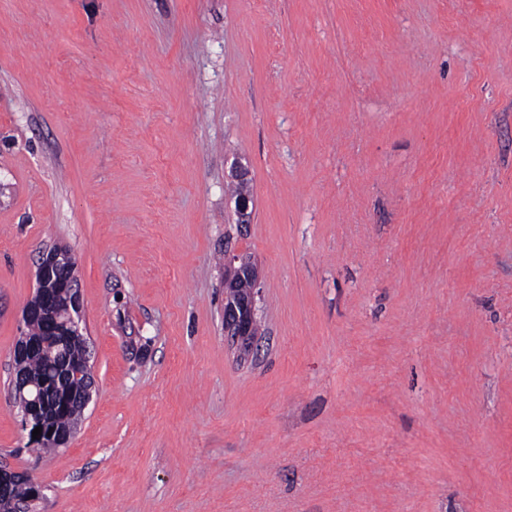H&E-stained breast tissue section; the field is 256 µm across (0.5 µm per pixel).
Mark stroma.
I'll return each mask as SVG.
<instances>
[{
	"mask_svg": "<svg viewBox=\"0 0 512 512\" xmlns=\"http://www.w3.org/2000/svg\"><path fill=\"white\" fill-rule=\"evenodd\" d=\"M57 245L94 386L44 456ZM0 466L34 512H512V0H0ZM77 266L75 256L65 247L56 246L42 253L37 263L35 293L23 309V324L27 328L30 322L27 331L32 336H27L26 330H23L14 350L15 367L17 366L14 391L15 394H22L25 391L28 394L20 411L22 425L28 430L31 439L33 430L41 427V435L35 441L49 440L55 445L54 447L51 444H43L37 447L45 451H56L59 448L68 447L77 432L78 422L65 428L54 424V419L60 425L68 422L70 418L75 419L76 408L68 407L58 411L53 419L44 405L43 385L51 391L48 395L49 402H56L78 391L84 379L62 381L59 366L63 358L74 360L80 357L85 344L82 340L73 337L66 343L62 353L56 350L39 351L34 356H29L25 363L26 369L43 385L32 376L25 375L20 370L19 364L23 363L28 355L43 348L44 342L38 337L54 342L55 337L60 336L57 339V346H61L69 336H81L84 340L86 339L83 333L85 327H82L83 302L76 288ZM57 288H65L70 293V299L61 307L55 300ZM36 316L47 318L32 321ZM49 318L56 325L55 336L52 334L55 329L54 324ZM91 389L92 386H86L80 393L70 395L68 405L82 407L84 411L92 396ZM49 429H52L51 435H48ZM237 281L248 282L246 292L234 299L224 294V333L232 336L242 347H248L258 332L256 298L260 293V271L252 258L237 253L224 255V288ZM255 331V333H254Z\"/></svg>",
	"mask_w": 512,
	"mask_h": 512,
	"instance_id": "1",
	"label": "stroma"
}]
</instances>
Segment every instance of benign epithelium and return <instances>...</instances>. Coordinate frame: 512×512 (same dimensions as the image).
<instances>
[{
	"instance_id": "7a95c632",
	"label": "benign epithelium",
	"mask_w": 512,
	"mask_h": 512,
	"mask_svg": "<svg viewBox=\"0 0 512 512\" xmlns=\"http://www.w3.org/2000/svg\"><path fill=\"white\" fill-rule=\"evenodd\" d=\"M255 209L252 193L244 190L235 198L237 223H251ZM77 261L75 256L65 247H53L42 253L37 263L36 289L33 297L23 309V324H28L37 316H45L54 321L57 345H62L70 336H84L82 327L83 302L76 288ZM244 281L249 284L246 292L234 298H224V333L233 337L243 347H248L255 339L254 323L256 320V303L260 293V271L253 259L237 253L224 255V284ZM65 288L70 299L63 306L56 304V292ZM44 342L35 336L21 332L14 350V362L19 365L27 356L43 348ZM15 393H27L21 407L22 425L33 432L41 428L38 440L51 441L57 448L68 447L77 432V424L65 428L56 426L53 416L44 405L43 385L33 377L19 370L14 382ZM13 482H25L29 486L28 503L39 498L40 491L34 481L19 472L0 469V488Z\"/></svg>"
}]
</instances>
